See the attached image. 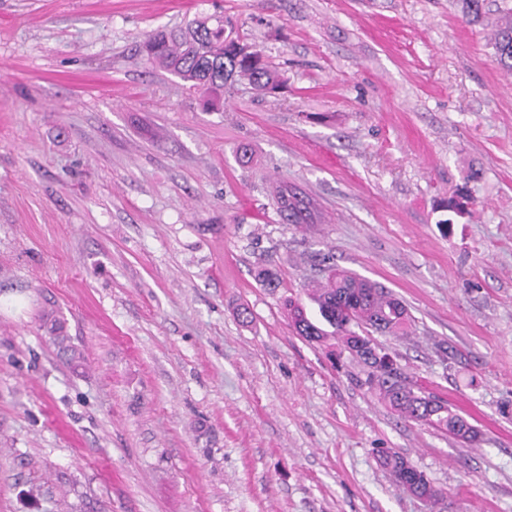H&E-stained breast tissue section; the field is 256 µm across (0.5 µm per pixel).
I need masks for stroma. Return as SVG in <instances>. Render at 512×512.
<instances>
[{
	"instance_id": "1",
	"label": "stroma",
	"mask_w": 512,
	"mask_h": 512,
	"mask_svg": "<svg viewBox=\"0 0 512 512\" xmlns=\"http://www.w3.org/2000/svg\"><path fill=\"white\" fill-rule=\"evenodd\" d=\"M484 4L0 0V512H512V74L490 45L512 0ZM200 15L283 89L208 109L147 62ZM283 184L311 223L279 215ZM328 264L403 301L408 334L375 342L479 443L294 333L285 302ZM47 332L52 336L55 344L58 347L60 354L69 363L77 362L81 358L80 353L71 344L70 337L65 329L64 321L60 319H53L50 321V326L47 327ZM375 455L379 463L390 472L397 486L405 492L413 496H424V501L430 505H435L442 498L443 495L437 493L432 482L422 471L418 487L414 489L415 482L409 469L411 463L399 452L392 448H377ZM419 490L420 492H417Z\"/></svg>"
}]
</instances>
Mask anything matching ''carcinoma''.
<instances>
[{
	"label": "carcinoma",
	"mask_w": 512,
	"mask_h": 512,
	"mask_svg": "<svg viewBox=\"0 0 512 512\" xmlns=\"http://www.w3.org/2000/svg\"><path fill=\"white\" fill-rule=\"evenodd\" d=\"M240 40L228 32L224 18L201 17L178 31L157 30L144 43L147 59L166 69L194 88L209 94L208 104L215 105L224 92L233 87V78H247L260 91L281 86L280 75L265 62L260 51L251 57L237 58ZM492 46L498 65L512 71V10L496 23ZM277 209L291 224L306 220V207L295 193L283 191L276 198ZM315 314L310 316L299 305L290 306V318L297 335L309 342L322 343L330 338L341 342L344 350L360 363L364 384L399 416L440 430L464 442L480 441L479 431L439 398L425 394L397 366L384 364L372 355L371 333L407 334L411 317L391 292L380 284L354 272L346 271L311 289ZM47 332L66 361L77 362L80 353L71 344L64 321L53 319ZM376 459L407 493L425 497L434 505L441 495L425 474L414 482L410 462L391 448L376 449Z\"/></svg>",
	"instance_id": "obj_1"
}]
</instances>
